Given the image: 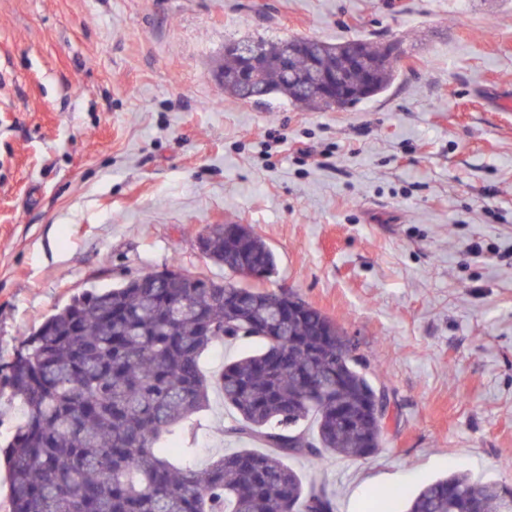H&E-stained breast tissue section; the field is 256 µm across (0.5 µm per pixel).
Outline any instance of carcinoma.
<instances>
[{
	"instance_id": "cac0c4a2",
	"label": "carcinoma",
	"mask_w": 512,
	"mask_h": 512,
	"mask_svg": "<svg viewBox=\"0 0 512 512\" xmlns=\"http://www.w3.org/2000/svg\"><path fill=\"white\" fill-rule=\"evenodd\" d=\"M246 39L264 66L246 97L243 61L224 54V91L244 101L274 97L317 108L337 104L300 91L298 78L339 72L355 105L385 92L400 60L362 40ZM289 63L293 74L283 67ZM211 260L237 273L275 256L253 231L217 226ZM179 263L124 285L86 291L29 336L8 365L7 400L24 422L5 451L11 512H335L333 497L288 464L295 456L366 458L386 424L369 411L378 391L344 331L300 300L255 293L228 280L221 288ZM249 338L258 349L214 378L208 348ZM236 413L224 433L268 448H239L196 466L194 431L209 390ZM406 512H512V487L453 473L425 483Z\"/></svg>"
}]
</instances>
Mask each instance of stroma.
I'll use <instances>...</instances> for the list:
<instances>
[{
    "label": "stroma",
    "mask_w": 512,
    "mask_h": 512,
    "mask_svg": "<svg viewBox=\"0 0 512 512\" xmlns=\"http://www.w3.org/2000/svg\"><path fill=\"white\" fill-rule=\"evenodd\" d=\"M382 35L403 67L367 102L224 91L231 40ZM231 220L275 255L264 289L387 389L375 454L290 461L336 512L452 472L512 485V0H0V384L82 292L175 260L227 279L197 237ZM233 417L212 394L198 467Z\"/></svg>",
    "instance_id": "35a3bbf8"
}]
</instances>
